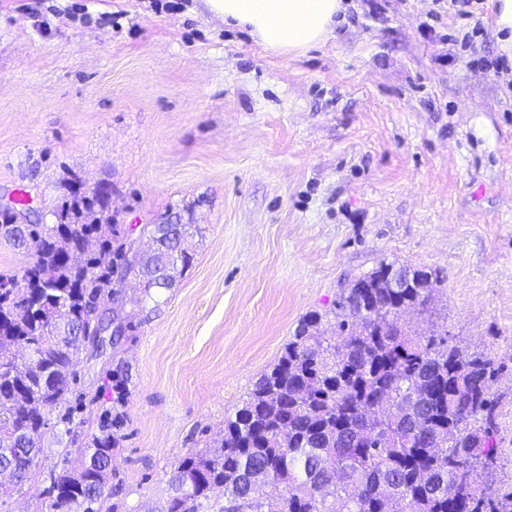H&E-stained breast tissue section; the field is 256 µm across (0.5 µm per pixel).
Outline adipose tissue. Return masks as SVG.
<instances>
[{"label": "adipose tissue", "mask_w": 512, "mask_h": 512, "mask_svg": "<svg viewBox=\"0 0 512 512\" xmlns=\"http://www.w3.org/2000/svg\"><path fill=\"white\" fill-rule=\"evenodd\" d=\"M225 25L247 28L266 49L300 54L327 39L343 0H203Z\"/></svg>", "instance_id": "ef3b65f1"}]
</instances>
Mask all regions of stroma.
Masks as SVG:
<instances>
[{
  "instance_id": "1",
  "label": "stroma",
  "mask_w": 512,
  "mask_h": 512,
  "mask_svg": "<svg viewBox=\"0 0 512 512\" xmlns=\"http://www.w3.org/2000/svg\"><path fill=\"white\" fill-rule=\"evenodd\" d=\"M155 1L0 0V199L27 193L51 224L69 182H104L129 239L171 212L201 229L174 288L122 286L133 327L80 350L43 464L97 432L124 364V508L159 512L172 466L222 438L302 317L330 326L344 285L394 262L440 279L412 330L501 364L489 488L511 490L512 69L496 68L495 0L466 16L346 0L298 55L201 0Z\"/></svg>"
}]
</instances>
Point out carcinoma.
Segmentation results:
<instances>
[{"label":"carcinoma","mask_w":512,"mask_h":512,"mask_svg":"<svg viewBox=\"0 0 512 512\" xmlns=\"http://www.w3.org/2000/svg\"><path fill=\"white\" fill-rule=\"evenodd\" d=\"M109 202L64 201L70 223L0 215V243L30 254L20 272H0V497L34 478L50 512H121L117 455L127 390L112 371V412L75 449L76 462L40 470L51 414H72L73 358L114 281L132 276L144 293L170 289L191 264L196 225L146 224L157 251L133 264L128 242L105 224ZM79 249L83 262L69 261ZM439 280L423 268L382 262L336 298L325 337L322 315L306 314L278 361L241 406L224 417L216 446L173 466L161 512H198L216 490L219 512H385L390 497L409 512H512V492L491 496L498 467L502 366L468 353L448 331L422 336L402 314L424 312Z\"/></svg>","instance_id":"carcinoma-1"}]
</instances>
